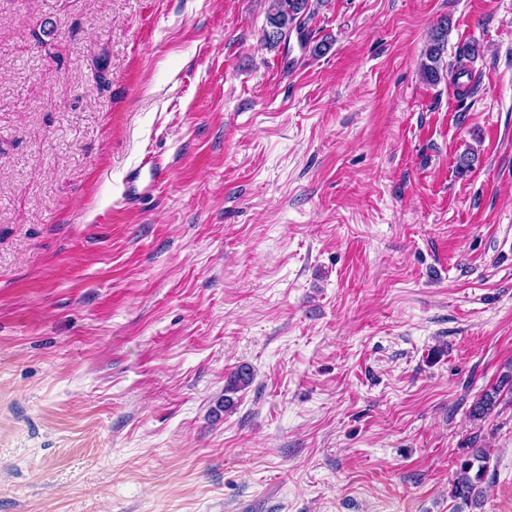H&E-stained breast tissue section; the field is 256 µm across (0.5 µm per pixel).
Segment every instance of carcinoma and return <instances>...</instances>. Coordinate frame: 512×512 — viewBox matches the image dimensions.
I'll list each match as a JSON object with an SVG mask.
<instances>
[{"instance_id": "obj_1", "label": "carcinoma", "mask_w": 512, "mask_h": 512, "mask_svg": "<svg viewBox=\"0 0 512 512\" xmlns=\"http://www.w3.org/2000/svg\"><path fill=\"white\" fill-rule=\"evenodd\" d=\"M267 28L263 30V40L274 48L288 49L292 36H297L302 48H311L315 55L323 54L330 48V43L321 41L310 46L308 23L316 13L322 0H268ZM451 25L448 19H441L431 30L425 46L421 63V72L426 82L436 84L441 80V56L448 45ZM252 372L246 365L239 366L227 378L224 385V410L234 406L232 395L252 383ZM512 384V374L503 375L498 385L486 390L471 406L470 414L475 419H482L489 414L500 400L504 387ZM487 457L482 449L470 448L460 462L452 483L451 497L459 501L456 512H469L482 507L485 498V481Z\"/></svg>"}]
</instances>
